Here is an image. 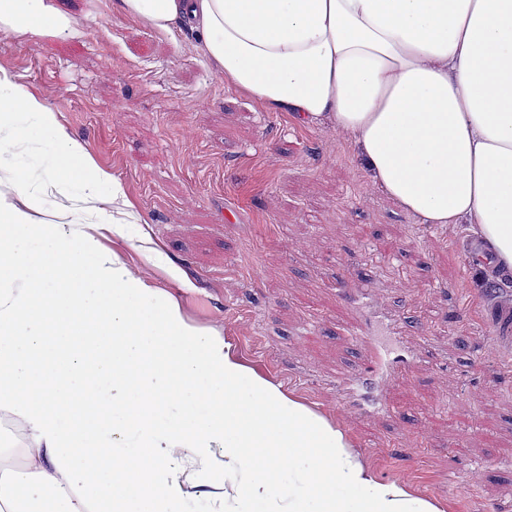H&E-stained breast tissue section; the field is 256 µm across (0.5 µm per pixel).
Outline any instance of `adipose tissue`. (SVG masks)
<instances>
[{"mask_svg":"<svg viewBox=\"0 0 512 512\" xmlns=\"http://www.w3.org/2000/svg\"><path fill=\"white\" fill-rule=\"evenodd\" d=\"M189 26L224 80L270 112L349 137L374 184L425 224H461L512 279V0H114ZM0 26L54 34L49 0ZM51 152L50 186H120L0 70V156ZM44 188L0 191V512H180L240 473L237 512H440L378 479L344 433L242 365L134 277L91 225L43 222ZM233 478L234 475L228 472L216 475L213 478L210 487L205 488L207 491V498L192 497L188 499L181 506L182 510H184L182 512H208L207 510H209L211 504V500H208V498L221 494L222 490L229 485ZM222 485H224V489H221Z\"/></svg>","mask_w":512,"mask_h":512,"instance_id":"ef3b65f1","label":"adipose tissue"}]
</instances>
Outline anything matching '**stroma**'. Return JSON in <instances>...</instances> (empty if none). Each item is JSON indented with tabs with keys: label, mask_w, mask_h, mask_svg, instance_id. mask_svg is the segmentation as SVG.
<instances>
[{
	"label": "stroma",
	"mask_w": 512,
	"mask_h": 512,
	"mask_svg": "<svg viewBox=\"0 0 512 512\" xmlns=\"http://www.w3.org/2000/svg\"><path fill=\"white\" fill-rule=\"evenodd\" d=\"M52 2L68 28L0 27V69L120 184L100 221L146 239L103 245L342 430L379 479L443 512H512V344L488 329L498 295L462 227L404 214L349 138L240 94L192 35L158 32L113 0ZM351 277L378 286L348 297ZM392 320L409 379L344 404L337 377L369 370Z\"/></svg>",
	"instance_id": "obj_1"
}]
</instances>
